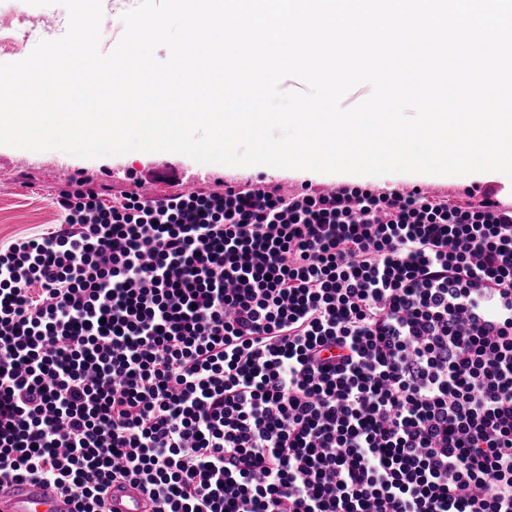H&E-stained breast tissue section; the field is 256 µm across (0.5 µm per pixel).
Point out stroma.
<instances>
[{"instance_id": "obj_1", "label": "stroma", "mask_w": 512, "mask_h": 512, "mask_svg": "<svg viewBox=\"0 0 512 512\" xmlns=\"http://www.w3.org/2000/svg\"><path fill=\"white\" fill-rule=\"evenodd\" d=\"M69 14L61 5L32 6L26 0H0V62L25 59L42 40L62 37L68 27ZM17 148L0 145V246L20 236H34L53 231L62 222L55 197L62 183L57 178L60 167L81 172L94 182L106 184L113 191L128 189L130 178L145 171L173 166L188 174L205 177L211 188L221 183L304 184L323 188L324 184L368 186L390 192L404 186H417L448 199L452 203L467 201L469 195H481L488 188L497 190L505 204L512 205V179L506 175H474L462 180L455 176L427 174L350 175L305 174L282 169L270 173L258 166L232 167L203 165L191 158L167 152H130L122 155L86 159L58 150L27 151L28 162L14 163Z\"/></svg>"}]
</instances>
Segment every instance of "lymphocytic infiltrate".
Here are the masks:
<instances>
[{"label": "lymphocytic infiltrate", "instance_id": "obj_1", "mask_svg": "<svg viewBox=\"0 0 512 512\" xmlns=\"http://www.w3.org/2000/svg\"><path fill=\"white\" fill-rule=\"evenodd\" d=\"M0 248V488L512 512V206L79 180Z\"/></svg>", "mask_w": 512, "mask_h": 512}]
</instances>
